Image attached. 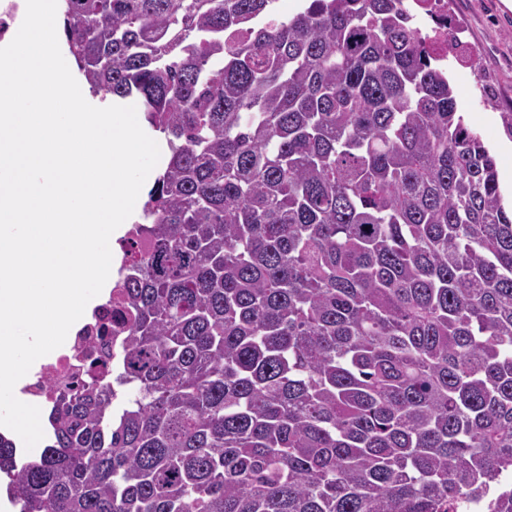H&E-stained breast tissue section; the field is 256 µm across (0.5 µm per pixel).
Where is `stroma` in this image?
Masks as SVG:
<instances>
[{"instance_id": "35a3bbf8", "label": "stroma", "mask_w": 512, "mask_h": 512, "mask_svg": "<svg viewBox=\"0 0 512 512\" xmlns=\"http://www.w3.org/2000/svg\"><path fill=\"white\" fill-rule=\"evenodd\" d=\"M456 50L440 64L459 112L496 159L506 203H512V137L503 113H512V9L504 0H448Z\"/></svg>"}]
</instances>
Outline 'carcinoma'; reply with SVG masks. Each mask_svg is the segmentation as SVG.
Listing matches in <instances>:
<instances>
[{"label": "carcinoma", "instance_id": "cac0c4a2", "mask_svg": "<svg viewBox=\"0 0 512 512\" xmlns=\"http://www.w3.org/2000/svg\"><path fill=\"white\" fill-rule=\"evenodd\" d=\"M171 152L121 342L0 433L19 512H512V214L403 0H63Z\"/></svg>", "mask_w": 512, "mask_h": 512}]
</instances>
